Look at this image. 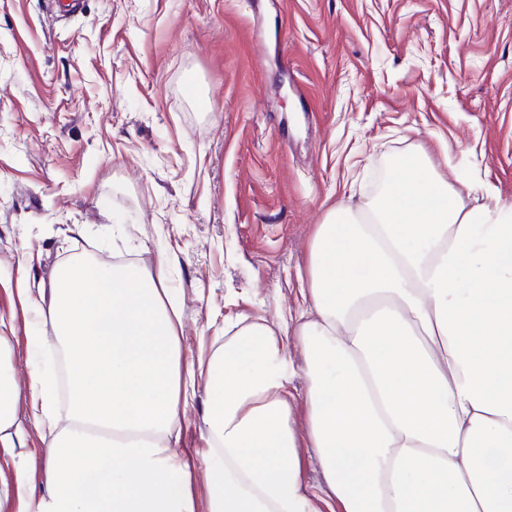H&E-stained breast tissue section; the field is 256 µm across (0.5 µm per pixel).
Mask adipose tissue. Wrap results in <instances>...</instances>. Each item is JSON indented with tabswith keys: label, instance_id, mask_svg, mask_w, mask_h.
<instances>
[{
	"label": "adipose tissue",
	"instance_id": "obj_1",
	"mask_svg": "<svg viewBox=\"0 0 512 512\" xmlns=\"http://www.w3.org/2000/svg\"><path fill=\"white\" fill-rule=\"evenodd\" d=\"M496 195L423 153L400 158L386 189L338 201L318 225L298 315L233 326L196 372L181 369L167 254L150 268L59 266L31 301L30 391L0 371V499L17 512H512V205ZM292 342L306 357L298 397ZM57 348L65 411L39 360ZM201 382L213 394L203 507L174 445ZM30 429L49 437L38 483ZM306 483L312 488L323 484L322 471L313 448H299Z\"/></svg>",
	"mask_w": 512,
	"mask_h": 512
}]
</instances>
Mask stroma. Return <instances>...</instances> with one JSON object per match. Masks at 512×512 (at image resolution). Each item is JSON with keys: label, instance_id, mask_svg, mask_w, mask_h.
I'll use <instances>...</instances> for the list:
<instances>
[{"label": "stroma", "instance_id": "35a3bbf8", "mask_svg": "<svg viewBox=\"0 0 512 512\" xmlns=\"http://www.w3.org/2000/svg\"><path fill=\"white\" fill-rule=\"evenodd\" d=\"M418 151L512 204V0H0V317L20 387L19 290L60 263L168 253L196 366L225 324L298 312L327 210ZM210 398L198 387L178 441L201 504Z\"/></svg>", "mask_w": 512, "mask_h": 512}]
</instances>
